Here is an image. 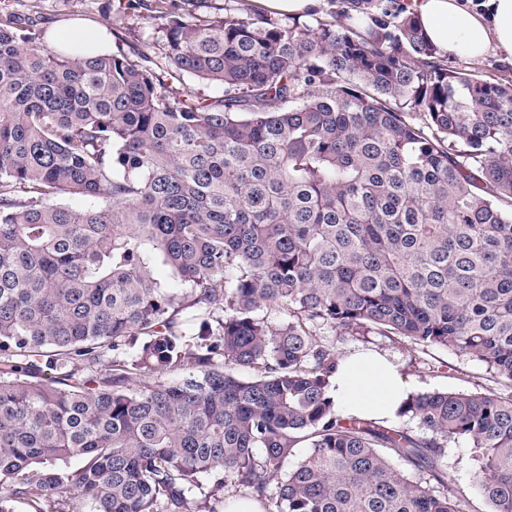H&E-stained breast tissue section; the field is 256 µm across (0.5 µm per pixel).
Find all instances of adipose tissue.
<instances>
[{"instance_id":"ef3b65f1","label":"adipose tissue","mask_w":512,"mask_h":512,"mask_svg":"<svg viewBox=\"0 0 512 512\" xmlns=\"http://www.w3.org/2000/svg\"><path fill=\"white\" fill-rule=\"evenodd\" d=\"M410 12L443 55L477 60L495 52L512 61V0H412ZM338 410L361 419H395L407 397L404 379L386 357L357 351L343 357L332 378Z\"/></svg>"}]
</instances>
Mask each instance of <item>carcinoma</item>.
I'll list each match as a JSON object with an SVG mask.
<instances>
[{
    "instance_id": "1",
    "label": "carcinoma",
    "mask_w": 512,
    "mask_h": 512,
    "mask_svg": "<svg viewBox=\"0 0 512 512\" xmlns=\"http://www.w3.org/2000/svg\"><path fill=\"white\" fill-rule=\"evenodd\" d=\"M246 2L169 17L162 63L0 6V512H224L273 481L267 512H463L459 440L512 512V82L395 0L312 25ZM376 331L508 390L409 395L426 436L343 417L337 343Z\"/></svg>"
}]
</instances>
